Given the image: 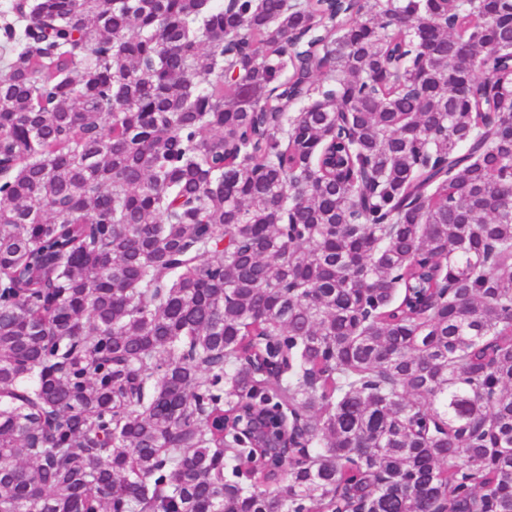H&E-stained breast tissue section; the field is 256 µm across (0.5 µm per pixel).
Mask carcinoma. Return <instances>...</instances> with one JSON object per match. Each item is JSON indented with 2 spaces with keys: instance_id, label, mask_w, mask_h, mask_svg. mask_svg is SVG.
Masks as SVG:
<instances>
[{
  "instance_id": "cac0c4a2",
  "label": "carcinoma",
  "mask_w": 512,
  "mask_h": 512,
  "mask_svg": "<svg viewBox=\"0 0 512 512\" xmlns=\"http://www.w3.org/2000/svg\"><path fill=\"white\" fill-rule=\"evenodd\" d=\"M11 9L0 512H512V0Z\"/></svg>"
}]
</instances>
